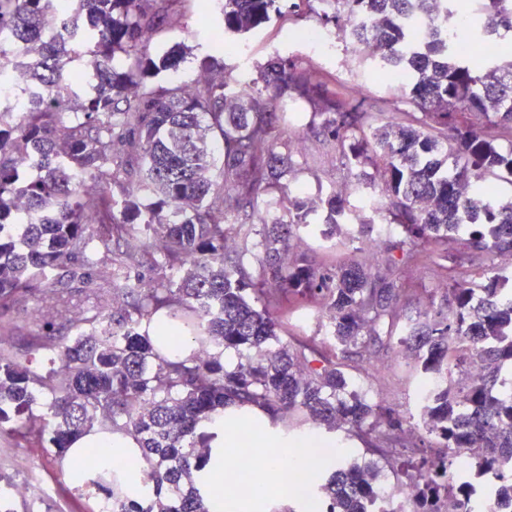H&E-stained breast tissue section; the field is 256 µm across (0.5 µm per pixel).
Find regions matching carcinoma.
I'll use <instances>...</instances> for the list:
<instances>
[{
    "mask_svg": "<svg viewBox=\"0 0 512 512\" xmlns=\"http://www.w3.org/2000/svg\"><path fill=\"white\" fill-rule=\"evenodd\" d=\"M315 1L333 6L322 17L338 31L371 24L374 45L357 50L358 63L412 75L408 95L382 102L386 121L358 89L327 92V78L299 59L267 61L239 92L219 42L198 61L203 77L173 76L186 48L162 50L155 38L183 25L181 0H0V34L31 46L22 54L0 46V83L24 68L45 86L20 110L0 103V318L39 284L70 294L55 288L60 268L95 299L67 319L43 313L22 348L0 338V422L17 421L5 433L19 448L42 449L85 512L99 497L112 512H212L217 469L208 465L222 454L198 429L232 405L288 431L310 423L357 438L401 477L399 487L418 492L421 512H442L463 456L475 468L469 493L492 476L512 502V388L501 378L512 364V271L491 261L473 288L435 266L445 295L397 339L437 381L416 421L349 389L336 362L338 350L363 358L381 331L392 335L404 292L393 268L430 258L427 243L512 252V201H496L492 183L512 181V52L458 55L452 0L446 33L438 0H303L314 14ZM474 2L470 37L512 30V0ZM277 3L212 0L209 11L224 32L244 35L282 16ZM78 64L94 75L82 91L70 80ZM300 102L310 111L294 112ZM399 102L420 115L400 121ZM285 127L340 148L360 191L383 181L389 203L375 213L402 239L367 255L358 248L359 259L331 269L284 262L300 231L351 240L356 222L346 198L329 193L312 207L282 181L295 153L294 140L281 139ZM247 207L262 224L257 251L248 248L252 226L229 222ZM320 208L324 224L313 226ZM140 234L172 275L166 285L119 288L115 276L137 255L112 244ZM228 238L238 245L226 247ZM100 247L111 276L98 281L85 268ZM110 293L132 303L107 312ZM288 295L318 305L330 347L279 343L268 306ZM185 337L192 350L183 357L171 343ZM228 350L238 355L231 370ZM93 429L134 441L130 466L148 487L141 496L130 497L121 469L70 471V442ZM419 430L436 449L402 459L401 449L422 441ZM378 461L339 456L314 490L326 512H365L380 487Z\"/></svg>",
    "mask_w": 512,
    "mask_h": 512,
    "instance_id": "carcinoma-1",
    "label": "carcinoma"
}]
</instances>
